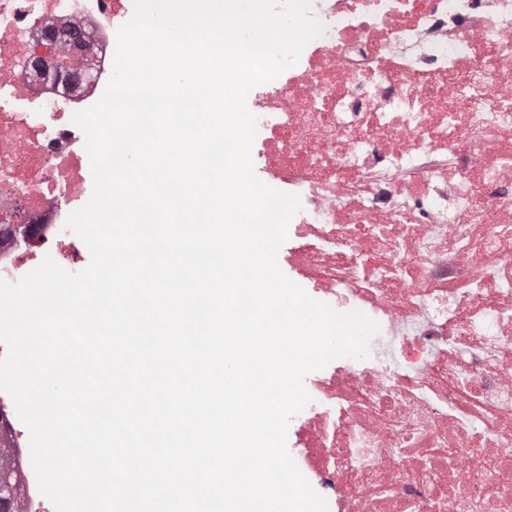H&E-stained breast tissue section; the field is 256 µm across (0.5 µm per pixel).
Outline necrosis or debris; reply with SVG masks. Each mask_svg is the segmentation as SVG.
I'll return each mask as SVG.
<instances>
[{
	"label": "necrosis or debris",
	"mask_w": 512,
	"mask_h": 512,
	"mask_svg": "<svg viewBox=\"0 0 512 512\" xmlns=\"http://www.w3.org/2000/svg\"><path fill=\"white\" fill-rule=\"evenodd\" d=\"M132 2L0 0L2 280L82 259L72 117ZM310 2L323 34L248 95L252 154L300 197L289 265L380 330L309 379L292 457L329 512H512V0Z\"/></svg>",
	"instance_id": "4bbe7bcc"
}]
</instances>
